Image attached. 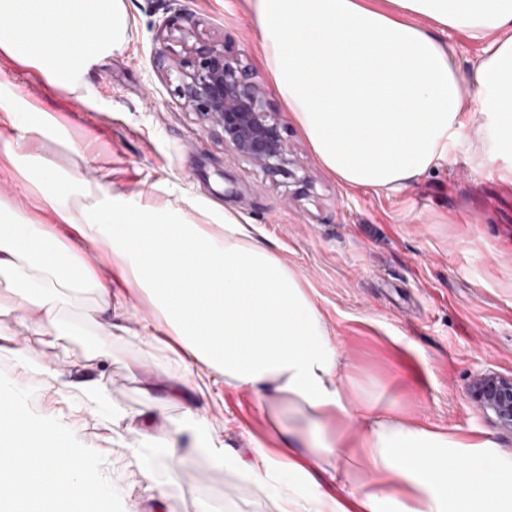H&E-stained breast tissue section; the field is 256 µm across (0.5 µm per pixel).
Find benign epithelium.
Instances as JSON below:
<instances>
[{
	"label": "benign epithelium",
	"mask_w": 512,
	"mask_h": 512,
	"mask_svg": "<svg viewBox=\"0 0 512 512\" xmlns=\"http://www.w3.org/2000/svg\"><path fill=\"white\" fill-rule=\"evenodd\" d=\"M180 32L175 36L174 32ZM164 49L154 57L159 72L176 68L175 87L185 113L220 133L224 149L234 159L260 168L270 177L299 178L291 169L287 146L280 134L276 112L265 99L255 74L226 54L224 44L196 35L191 28L166 24L159 30ZM182 47L173 52L172 44ZM471 404L498 427L512 431V377L479 372L469 389Z\"/></svg>",
	"instance_id": "benign-epithelium-1"
}]
</instances>
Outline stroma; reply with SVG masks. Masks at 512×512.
<instances>
[{
	"label": "stroma",
	"mask_w": 512,
	"mask_h": 512,
	"mask_svg": "<svg viewBox=\"0 0 512 512\" xmlns=\"http://www.w3.org/2000/svg\"><path fill=\"white\" fill-rule=\"evenodd\" d=\"M124 3L127 39L81 90L50 86L0 55V81L52 112L71 137L26 141L23 150L37 149L65 171L93 172L113 194L170 205L190 220L206 206L253 225L308 289L341 354L338 379L352 398L386 394L402 416L451 434L481 435L512 462V432L485 418L468 397L477 372L512 376V181L484 167L492 153L499 165L512 164V152L501 149L488 115L474 110L470 133L409 188L349 187L321 163L277 93L247 0ZM174 19L223 41L256 74L294 168L308 184L272 179L231 158L219 135L184 113L175 75L153 66L157 32ZM231 183L237 193H227ZM63 311L71 323L66 335L35 336L25 319L0 310V322L28 361L59 373L48 384L16 377L12 352L0 349V379L23 389L25 412L37 420L62 414L73 447L82 451L110 449L127 437L132 420L149 417L160 428L182 420L183 403L146 392L173 373L171 363L135 339L102 343L89 289H67ZM84 376L101 379L107 407L69 411L84 398L71 383ZM222 396L218 403L199 399L197 406L231 456L247 455L258 443L272 447L271 422L252 395L226 388ZM147 470L167 494V512H276L273 497L239 480L231 461L199 451L174 479L158 448L140 449L135 460L113 459L114 512H123L132 497L143 512H154L144 490Z\"/></svg>",
	"instance_id": "1"
}]
</instances>
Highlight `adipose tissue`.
I'll list each match as a JSON object with an SVG mask.
<instances>
[{
    "mask_svg": "<svg viewBox=\"0 0 512 512\" xmlns=\"http://www.w3.org/2000/svg\"><path fill=\"white\" fill-rule=\"evenodd\" d=\"M275 85L321 162L344 184L410 185L463 138L474 109L491 114L512 148V0H248ZM431 21L418 26L417 18ZM485 39L470 75L438 36ZM123 0H0V54L49 85L74 91L126 34ZM497 32L486 40L487 32ZM0 140L34 188L40 217L0 199V306L30 314L33 334L64 335L56 288H90L103 341L148 342L176 367L171 397L217 387L249 391L280 440L252 448L237 473L276 496L278 512H512V462L490 441L411 421L379 400L353 401L339 385L340 355L298 276L233 215L201 210L188 221L167 208L19 152L18 137H55L37 103L0 89ZM69 191H60V183ZM108 247L109 276L83 261ZM156 310L127 324L129 295ZM303 431L285 430L284 412ZM361 430L348 439L345 425ZM182 425L130 428L120 454L164 449L185 462ZM0 512H111L102 478L72 450L57 419L40 422L0 397Z\"/></svg>",
    "mask_w": 512,
    "mask_h": 512,
    "instance_id": "ef3b65f1",
    "label": "adipose tissue"
}]
</instances>
